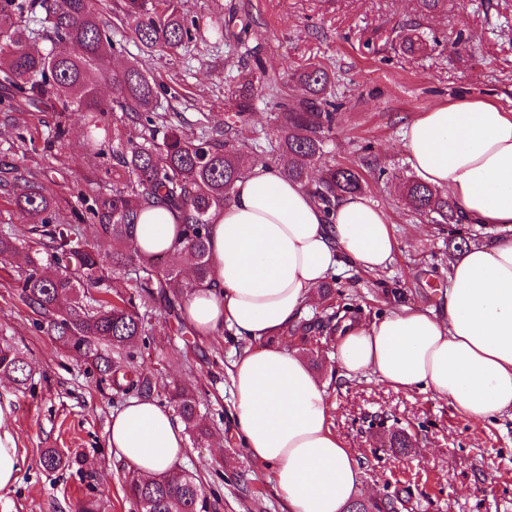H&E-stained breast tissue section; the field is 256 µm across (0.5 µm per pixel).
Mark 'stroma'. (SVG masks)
Segmentation results:
<instances>
[{"instance_id":"1","label":"stroma","mask_w":512,"mask_h":512,"mask_svg":"<svg viewBox=\"0 0 512 512\" xmlns=\"http://www.w3.org/2000/svg\"><path fill=\"white\" fill-rule=\"evenodd\" d=\"M123 0H98L117 65H142L167 90L158 110L181 117L185 136L204 126H235L246 158L266 162L276 153L280 128L275 109L258 98L245 124L227 101L254 63L278 80L283 96L298 100V70L319 65L332 76L331 92L343 107L318 169L362 170V193L388 216L398 247L384 271L348 268L331 280L336 292L323 311L379 317L410 305L439 307L448 286V226L412 212L403 187L413 172L403 130L431 105L465 95L489 98L512 110V0H447L444 10L419 17L415 0H188L201 26L233 18L239 39H199L180 54L144 53L123 23ZM421 26L432 44L407 51L402 41ZM464 28L469 41L449 51L448 34ZM82 112L0 109V168L23 166L39 175L61 219L81 206V195L112 190L111 155L95 154L85 137ZM67 136L49 141L57 125ZM18 269L0 259V333L27 354L30 387L0 388L15 408L11 429L25 461L16 486L0 496V512H74L79 498H100L106 512H137L124 484L128 466L107 446L113 410L128 398L112 382L90 374L82 360L61 350L23 299ZM153 334L139 345V362L164 384L191 386L201 415L213 430L187 446L180 470L205 487V512H288L271 467L252 460L231 423L234 397L229 370L243 348L232 333L183 341L172 335L164 310ZM280 346L298 351L327 386L334 431L354 452L364 498L400 497L402 512H512V411L483 421L460 416L448 401L418 391H396L371 377H338L331 334L306 341L282 335ZM404 432L406 452L390 438ZM76 458L66 471L40 464L45 449Z\"/></svg>"}]
</instances>
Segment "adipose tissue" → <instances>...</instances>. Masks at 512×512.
I'll return each mask as SVG.
<instances>
[{"label":"adipose tissue","instance_id":"obj_1","mask_svg":"<svg viewBox=\"0 0 512 512\" xmlns=\"http://www.w3.org/2000/svg\"><path fill=\"white\" fill-rule=\"evenodd\" d=\"M403 138L418 178L497 236L449 259L439 311L404 306L379 319H345L331 340L333 358L345 379L371 375L416 389L470 420L512 411V113L488 99L446 101L416 114ZM181 230L176 213L147 208L132 247L141 255L179 248ZM396 246L387 215L366 197L345 195L324 211L308 188L265 163L251 165L212 218L210 274L190 291L185 316L198 335L229 330L245 341L230 371L232 423L247 453L272 467L289 512H345L362 479L331 428L323 383L275 339L343 266L380 272ZM13 415L0 403L4 493L25 460ZM107 432L115 455L146 477L172 469L186 451L181 423L154 400L128 398Z\"/></svg>","mask_w":512,"mask_h":512}]
</instances>
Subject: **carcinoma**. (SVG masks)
<instances>
[{
    "label": "carcinoma",
    "mask_w": 512,
    "mask_h": 512,
    "mask_svg": "<svg viewBox=\"0 0 512 512\" xmlns=\"http://www.w3.org/2000/svg\"><path fill=\"white\" fill-rule=\"evenodd\" d=\"M188 0H126L130 37L144 48L175 55L200 34L188 16ZM47 26L49 40L69 47L65 53L38 44L40 33L28 26L33 19ZM113 43L91 0H0V105L12 109L25 104L40 109L58 105L89 114L87 137L93 147L105 144L99 121L119 108L131 122L124 131L112 129V159L128 174L126 183L108 194L93 197L73 221L57 217L53 199L45 194L38 175L12 166L3 182L17 188L14 206L20 223L0 227V257L20 260V283L27 303L47 322L62 350L82 359L101 378L138 397L159 394L158 377L137 361L139 339L152 334V318L161 307L175 332L186 334L180 318L186 292L180 280L184 257L192 259L194 284L207 279L210 267L209 228L212 215L224 208L237 181L247 170L243 153L222 128L203 130L191 140L172 122L156 124L154 114L162 86L135 64L113 70ZM306 96L294 104L281 102L277 113L282 132L276 167L290 180L308 184L310 170L324 154L326 134L336 122L337 106L324 97L331 75L314 65L297 74ZM112 83V98L103 101L98 87ZM263 82L248 79L232 92L235 115L251 111ZM363 175L350 167H331L311 189L317 202L330 209L336 198L362 191ZM405 199L416 213L438 214L450 224H463L459 207L437 189L417 180L405 184ZM156 204L182 215L185 244L181 249L143 259L126 249L140 213ZM97 225L109 249L88 244L75 225ZM68 298L72 306L59 308ZM336 314L302 319L291 333L306 334L330 326ZM32 366L8 338L0 336V379L27 387ZM173 405L193 441L201 444L212 430L198 420L200 402L193 390L174 385ZM42 466L67 469L74 461L47 449ZM128 493L139 512H197L204 498L201 484L173 468L143 480L128 476ZM402 500L382 497L354 500L348 512H399Z\"/></svg>",
    "instance_id": "carcinoma-1"
}]
</instances>
